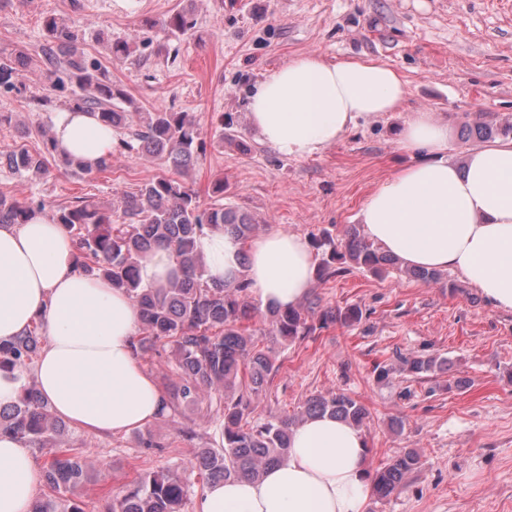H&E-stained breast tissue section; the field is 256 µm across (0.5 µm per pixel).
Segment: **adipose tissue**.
<instances>
[{"instance_id": "ef3b65f1", "label": "adipose tissue", "mask_w": 512, "mask_h": 512, "mask_svg": "<svg viewBox=\"0 0 512 512\" xmlns=\"http://www.w3.org/2000/svg\"><path fill=\"white\" fill-rule=\"evenodd\" d=\"M403 75L381 60L311 53L270 70L253 88L248 120L259 138L296 159L322 153L359 122L401 111ZM59 150L92 168L116 139L88 112L52 117ZM399 147L415 158L368 197L365 236L405 266L459 271L493 305L512 312V140L464 149L449 160L448 124L432 112L404 123ZM197 249L206 276L246 272L263 306L299 305L315 275L307 238L271 231L241 242L216 229ZM76 243L51 218L0 225V343L42 323L45 344L31 367L0 371V407L35 383L51 412L86 432L117 436L166 414L165 389L134 352L140 312L104 276L77 269ZM41 471L30 450L0 435V512H30ZM371 493L363 432L330 415L305 419L287 457L254 480L206 487L195 512H366Z\"/></svg>"}]
</instances>
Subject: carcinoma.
Returning <instances> with one entry per match:
<instances>
[{
	"mask_svg": "<svg viewBox=\"0 0 512 512\" xmlns=\"http://www.w3.org/2000/svg\"><path fill=\"white\" fill-rule=\"evenodd\" d=\"M161 26L173 34H184L193 28L194 19L182 9L169 15ZM44 27L47 44L40 60L20 49L0 56V92H28L30 87L20 76L37 69L59 88L67 84L76 87L69 108L95 113L104 126L114 130H130L121 147L163 160L170 167L124 194L117 219L112 210L81 200L60 208L55 221L77 241L76 264L87 273L106 275L137 304L144 336L137 340L136 354L143 358L170 350L180 379L177 400L189 405L204 393L218 397L217 423L223 445L196 449L192 469L206 483L255 479L266 466L285 458L291 431L305 417L330 414L359 429L365 427L368 410L344 392L310 396L297 416L271 414L262 421L251 417L252 401L266 392L278 367L271 351L257 348L244 327V322L257 314L248 301L250 282L243 274L230 284L209 282L196 240L221 227L245 242L256 233V221L222 203L200 209L195 192L180 180L204 151L192 116L164 110L125 111L118 106L125 98L124 91L112 84L97 59L81 50L79 30L55 16L46 18ZM43 137L46 152L32 154L22 149L9 155L13 170L35 178L49 174L47 156L58 148L54 137L46 133ZM42 207L41 203L0 195V224H24ZM158 247L173 253L181 275L164 285L145 286L139 278L140 262ZM317 248L322 251L316 270L320 279L339 273L338 262L348 261L373 275L398 266V260L353 225L339 241L323 235ZM400 272L425 283H443L438 270L406 267ZM361 319L362 311L356 306L318 310L310 305L271 309L267 325L269 335L286 344L330 324L352 326ZM41 339L40 328L35 326L12 343L0 345V370L29 366L41 350ZM398 367L414 376H437L448 372V358L401 356ZM63 427L64 422L52 415L33 386L24 389L15 405L0 408L1 433L15 436L29 448H41L50 457L43 472L49 493L35 500L31 512H87L85 502L67 496L88 479L89 467L81 452L61 447L58 436ZM418 465L419 455L413 449L394 456L373 476V495L379 499L392 495ZM187 497L188 485L179 474L161 469L140 476L133 487L113 496L108 512H184Z\"/></svg>",
	"mask_w": 512,
	"mask_h": 512,
	"instance_id": "obj_1",
	"label": "carcinoma"
}]
</instances>
